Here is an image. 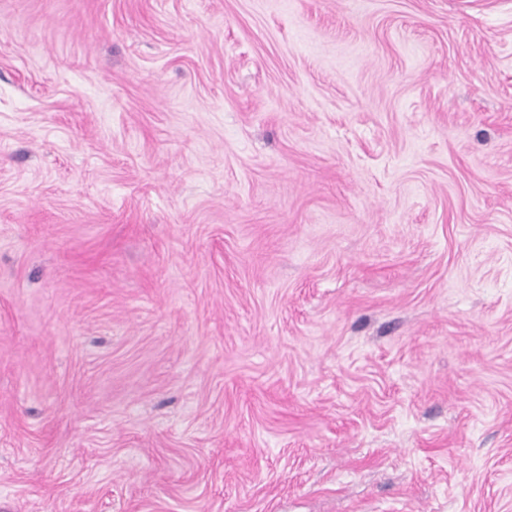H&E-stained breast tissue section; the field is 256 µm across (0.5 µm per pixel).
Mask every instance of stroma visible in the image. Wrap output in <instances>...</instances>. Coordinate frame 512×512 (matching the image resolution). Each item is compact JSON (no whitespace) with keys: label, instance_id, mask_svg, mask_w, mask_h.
I'll return each instance as SVG.
<instances>
[{"label":"stroma","instance_id":"obj_1","mask_svg":"<svg viewBox=\"0 0 512 512\" xmlns=\"http://www.w3.org/2000/svg\"><path fill=\"white\" fill-rule=\"evenodd\" d=\"M0 512H512V0H0Z\"/></svg>","mask_w":512,"mask_h":512}]
</instances>
